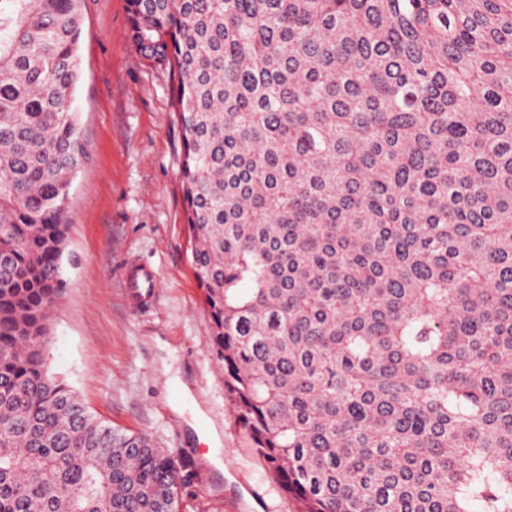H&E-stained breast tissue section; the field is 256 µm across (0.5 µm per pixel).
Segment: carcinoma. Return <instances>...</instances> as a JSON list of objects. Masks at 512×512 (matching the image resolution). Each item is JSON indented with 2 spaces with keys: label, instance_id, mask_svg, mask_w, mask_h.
Masks as SVG:
<instances>
[{
  "label": "carcinoma",
  "instance_id": "cac0c4a2",
  "mask_svg": "<svg viewBox=\"0 0 512 512\" xmlns=\"http://www.w3.org/2000/svg\"><path fill=\"white\" fill-rule=\"evenodd\" d=\"M224 391L300 512H512V0H131ZM81 0H0V512H181L52 373Z\"/></svg>",
  "mask_w": 512,
  "mask_h": 512
}]
</instances>
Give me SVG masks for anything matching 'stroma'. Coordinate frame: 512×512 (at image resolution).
Segmentation results:
<instances>
[{
  "label": "stroma",
  "mask_w": 512,
  "mask_h": 512,
  "mask_svg": "<svg viewBox=\"0 0 512 512\" xmlns=\"http://www.w3.org/2000/svg\"><path fill=\"white\" fill-rule=\"evenodd\" d=\"M82 14L74 105L88 158L70 188L49 365L98 418L149 435L192 467L183 512H298L224 399L190 264L171 77L130 41L128 0H83ZM132 265L157 276L144 307L122 286ZM198 424L217 433L223 469L199 442Z\"/></svg>",
  "instance_id": "1"
}]
</instances>
